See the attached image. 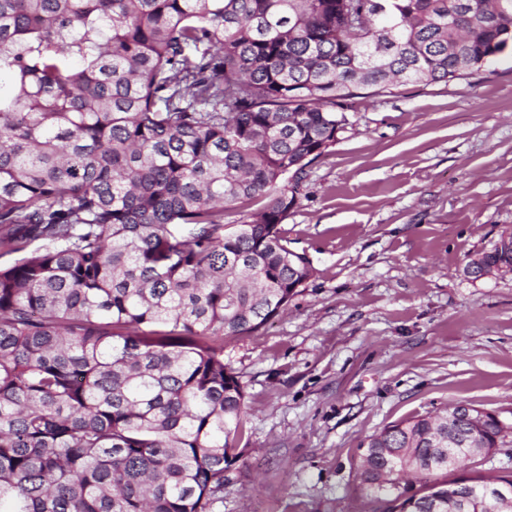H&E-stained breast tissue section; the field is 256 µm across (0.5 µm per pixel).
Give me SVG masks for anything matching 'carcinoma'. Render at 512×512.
Wrapping results in <instances>:
<instances>
[{
	"mask_svg": "<svg viewBox=\"0 0 512 512\" xmlns=\"http://www.w3.org/2000/svg\"><path fill=\"white\" fill-rule=\"evenodd\" d=\"M510 45L512 0H0V512H213L246 409L224 337L311 277L280 225L348 101ZM470 455L466 423L450 445L448 413L415 416L370 436L358 487L512 512V471L497 501L453 476Z\"/></svg>",
	"mask_w": 512,
	"mask_h": 512,
	"instance_id": "obj_1",
	"label": "carcinoma"
}]
</instances>
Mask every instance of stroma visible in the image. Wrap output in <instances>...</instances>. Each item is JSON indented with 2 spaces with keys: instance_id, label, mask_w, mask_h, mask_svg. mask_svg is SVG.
<instances>
[{
  "instance_id": "stroma-1",
  "label": "stroma",
  "mask_w": 512,
  "mask_h": 512,
  "mask_svg": "<svg viewBox=\"0 0 512 512\" xmlns=\"http://www.w3.org/2000/svg\"><path fill=\"white\" fill-rule=\"evenodd\" d=\"M282 226L312 277L224 340L247 393L215 512H378L369 436L463 402L512 422V278H466L512 227V47L453 84L358 98Z\"/></svg>"
}]
</instances>
